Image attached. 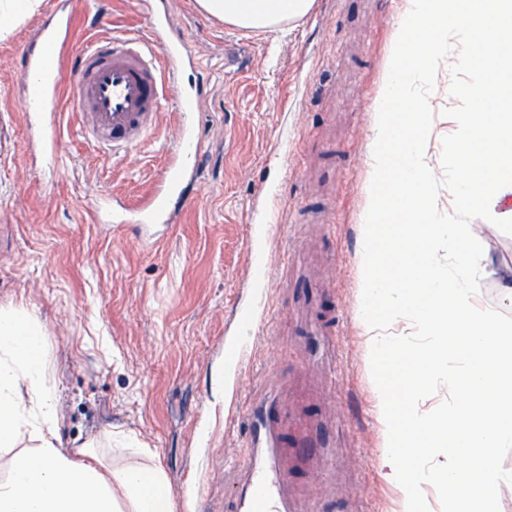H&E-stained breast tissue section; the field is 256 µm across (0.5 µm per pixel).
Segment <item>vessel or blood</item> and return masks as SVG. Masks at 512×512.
Returning <instances> with one entry per match:
<instances>
[{
    "instance_id": "b4317fda",
    "label": "vessel or blood",
    "mask_w": 512,
    "mask_h": 512,
    "mask_svg": "<svg viewBox=\"0 0 512 512\" xmlns=\"http://www.w3.org/2000/svg\"><path fill=\"white\" fill-rule=\"evenodd\" d=\"M164 0H145L149 39L114 36L81 48L72 64H65L74 14L55 11L39 22L22 52L26 101L48 157L59 144L57 96L63 83L75 86L80 131L96 148L113 155L143 145L161 124L166 106L180 118L178 136L170 145L169 161L160 184L136 207L127 208L101 196L92 205L94 215L109 214L113 223H176L177 205H189L184 183L190 164L200 154L195 115L200 89L182 86L185 69L195 67L190 46L172 33ZM291 416L278 399L271 398L251 412L248 446L252 450L244 467L231 512H294L288 497V446Z\"/></svg>"
}]
</instances>
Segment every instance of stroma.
Masks as SVG:
<instances>
[{"mask_svg":"<svg viewBox=\"0 0 512 512\" xmlns=\"http://www.w3.org/2000/svg\"><path fill=\"white\" fill-rule=\"evenodd\" d=\"M57 2L43 0L0 40V305H23L43 328L62 446L107 432L137 437L165 471L176 512H228L250 454L246 411L276 388L298 431L313 422L333 437L324 475L288 486L297 512L372 503L398 512L400 493L379 472L382 426L356 310L375 100L407 0H315L275 31L242 30L196 0H171L173 28L197 55L185 81L204 84L202 152L188 186L194 206L142 235L92 221L90 203L102 193L135 200L154 185L175 116L165 112L139 151L112 157L84 143L66 88L48 163L27 124L21 51ZM69 3L73 49L147 33L139 0ZM475 231L490 257L479 302L496 309L512 235L484 223ZM292 240L324 283L308 309L288 286ZM311 310L339 319L332 389L302 328ZM246 312L254 331L228 395L226 342L243 335Z\"/></svg>","mask_w":512,"mask_h":512,"instance_id":"stroma-1","label":"stroma"}]
</instances>
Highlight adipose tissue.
I'll use <instances>...</instances> for the list:
<instances>
[{
    "label": "adipose tissue",
    "instance_id": "obj_1",
    "mask_svg": "<svg viewBox=\"0 0 512 512\" xmlns=\"http://www.w3.org/2000/svg\"><path fill=\"white\" fill-rule=\"evenodd\" d=\"M206 14L244 30L273 31L308 15L314 0H197ZM55 398L46 384L39 322L21 305H0V512H175L164 471L135 437L116 438L131 457L108 468L91 446L63 448ZM30 448H20L22 440Z\"/></svg>",
    "mask_w": 512,
    "mask_h": 512
}]
</instances>
